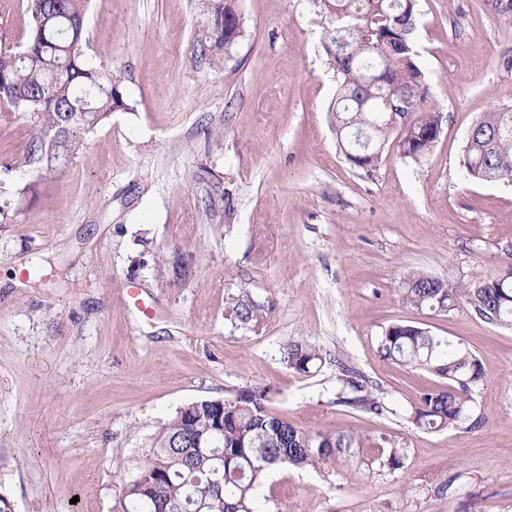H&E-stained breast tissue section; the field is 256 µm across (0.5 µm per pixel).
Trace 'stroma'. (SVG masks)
<instances>
[{"label":"stroma","mask_w":512,"mask_h":512,"mask_svg":"<svg viewBox=\"0 0 512 512\" xmlns=\"http://www.w3.org/2000/svg\"><path fill=\"white\" fill-rule=\"evenodd\" d=\"M233 6L243 33L217 61L200 52L207 0L90 2L86 54L123 71L130 109L0 197V492L15 512H114L178 408L261 386L294 426L361 438L349 462L268 474L263 512H512V329L401 297L415 271L457 284L512 266V185L459 166L474 122L512 105V0H419L442 133L419 165L389 140L369 173L337 146L312 0ZM30 134L0 110V166ZM395 323L481 361L455 427L412 422L439 380L380 355ZM291 341L321 367L288 369ZM346 367L380 415L341 405Z\"/></svg>","instance_id":"35a3bbf8"}]
</instances>
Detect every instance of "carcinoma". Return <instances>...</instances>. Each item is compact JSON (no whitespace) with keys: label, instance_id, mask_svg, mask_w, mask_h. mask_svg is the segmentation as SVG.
I'll return each instance as SVG.
<instances>
[{"label":"carcinoma","instance_id":"cac0c4a2","mask_svg":"<svg viewBox=\"0 0 512 512\" xmlns=\"http://www.w3.org/2000/svg\"><path fill=\"white\" fill-rule=\"evenodd\" d=\"M90 0H27L22 55L0 47V108L30 119L32 132L24 164L41 175L63 171L77 153V132L91 131L112 113L129 109L124 74L86 57L84 18ZM326 65L336 76L329 107L340 151L350 163L376 167L390 136L398 133L403 157L416 163L435 147L443 117L429 105V85L418 65L413 32L418 0H318ZM213 21L225 20L214 47L229 49L241 36L231 0H208ZM413 100L410 128L390 109L388 93ZM465 176L512 182V106L484 113L469 130L459 160ZM406 304L448 313L467 303L479 318L512 326V267L477 282L452 285L424 273L403 288ZM379 352L400 365L431 372L444 386L424 393L415 425L429 432L451 428L467 414L472 389L485 379L482 363L464 343L434 336L410 324H393L380 338ZM283 361L300 374L322 362L316 347L289 343ZM352 396L342 403L378 414L383 406L365 379L344 370ZM266 387L243 390L224 400V432L210 428L214 405L192 401L145 450L135 476L124 486L116 512H261L265 476L282 464L315 468L328 459L348 460L353 432L297 428L268 410Z\"/></svg>","mask_w":512,"mask_h":512}]
</instances>
